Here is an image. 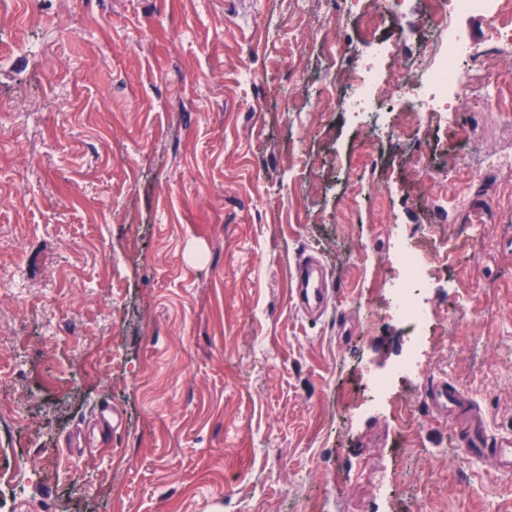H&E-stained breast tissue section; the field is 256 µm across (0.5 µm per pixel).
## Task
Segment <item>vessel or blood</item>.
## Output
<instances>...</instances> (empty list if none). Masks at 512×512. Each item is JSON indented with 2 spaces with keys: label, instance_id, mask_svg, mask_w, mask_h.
Wrapping results in <instances>:
<instances>
[{
  "label": "vessel or blood",
  "instance_id": "vessel-or-blood-1",
  "mask_svg": "<svg viewBox=\"0 0 512 512\" xmlns=\"http://www.w3.org/2000/svg\"><path fill=\"white\" fill-rule=\"evenodd\" d=\"M295 290L302 308L326 311L327 291L315 275L311 258L297 262ZM423 402L432 415L457 424L461 443L470 455L492 459L499 470L512 471V435L491 434L482 415L453 382L445 378L432 380L423 393Z\"/></svg>",
  "mask_w": 512,
  "mask_h": 512
}]
</instances>
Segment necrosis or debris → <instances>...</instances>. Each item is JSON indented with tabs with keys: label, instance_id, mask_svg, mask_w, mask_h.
Here are the masks:
<instances>
[{
	"label": "necrosis or debris",
	"instance_id": "obj_1",
	"mask_svg": "<svg viewBox=\"0 0 512 512\" xmlns=\"http://www.w3.org/2000/svg\"><path fill=\"white\" fill-rule=\"evenodd\" d=\"M424 14L430 32L429 45L435 56L432 65L410 73L402 63L397 42L377 40L369 56L357 64L342 88L354 115L395 112L396 98L381 79L382 70L399 72L397 88L411 100L407 114L421 120L426 112H455L472 92L465 64L483 57L482 45L475 43L457 17L477 14L489 22V38L501 55H512V0H424ZM397 262L403 278L395 290L399 308L416 335H426L429 319L420 306L419 295L428 285L424 261L411 244H401Z\"/></svg>",
	"mask_w": 512,
	"mask_h": 512
}]
</instances>
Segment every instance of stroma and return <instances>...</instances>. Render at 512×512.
<instances>
[{
    "label": "stroma",
    "mask_w": 512,
    "mask_h": 512,
    "mask_svg": "<svg viewBox=\"0 0 512 512\" xmlns=\"http://www.w3.org/2000/svg\"><path fill=\"white\" fill-rule=\"evenodd\" d=\"M384 5L0 0V512H512V472L422 403L445 377L512 433V171L464 179L512 153V101L354 123L335 74L366 17L428 54L419 0ZM447 185L468 206L437 224ZM404 241L432 265L418 342ZM308 251L336 291L315 321ZM415 346L430 377L396 372ZM507 167H512V156L486 152L480 159L479 165L469 170L470 178L474 180H485L491 174ZM312 263L313 260L310 257H303L296 264V296L302 308L325 312L328 308L329 300L327 288H322L321 284L324 270L319 268V275L316 277V269L312 266Z\"/></svg>",
    "instance_id": "1"
}]
</instances>
